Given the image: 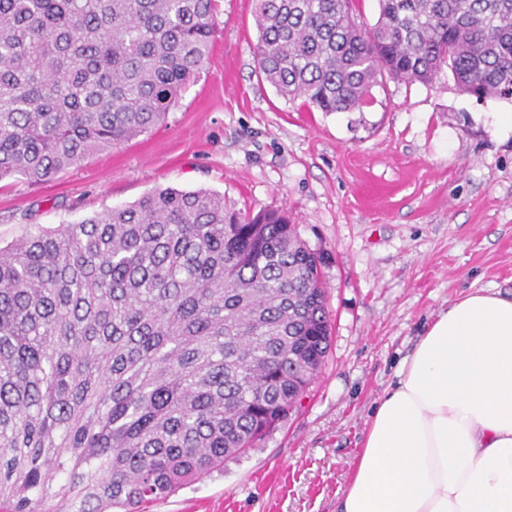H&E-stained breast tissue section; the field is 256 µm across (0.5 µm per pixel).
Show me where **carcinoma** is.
<instances>
[{
    "instance_id": "cac0c4a2",
    "label": "carcinoma",
    "mask_w": 512,
    "mask_h": 512,
    "mask_svg": "<svg viewBox=\"0 0 512 512\" xmlns=\"http://www.w3.org/2000/svg\"><path fill=\"white\" fill-rule=\"evenodd\" d=\"M255 0L276 92L354 112L450 71L512 101V0ZM215 0H0V178L52 179L159 125L205 62ZM321 255L277 210L156 190L0 246V501L140 512L288 416L330 332Z\"/></svg>"
}]
</instances>
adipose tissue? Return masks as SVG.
Segmentation results:
<instances>
[{
	"label": "adipose tissue",
	"instance_id": "obj_1",
	"mask_svg": "<svg viewBox=\"0 0 512 512\" xmlns=\"http://www.w3.org/2000/svg\"><path fill=\"white\" fill-rule=\"evenodd\" d=\"M339 512H512V298L449 303L374 407Z\"/></svg>",
	"mask_w": 512,
	"mask_h": 512
}]
</instances>
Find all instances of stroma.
Instances as JSON below:
<instances>
[{
	"mask_svg": "<svg viewBox=\"0 0 512 512\" xmlns=\"http://www.w3.org/2000/svg\"><path fill=\"white\" fill-rule=\"evenodd\" d=\"M208 57L165 121L55 178L0 180V242L157 189L285 212L322 267L330 349L256 448L146 512H337L375 402L449 302L512 296V103L390 80L355 112L280 97L255 62L254 0H217Z\"/></svg>",
	"mask_w": 512,
	"mask_h": 512,
	"instance_id": "obj_1",
	"label": "stroma"
}]
</instances>
